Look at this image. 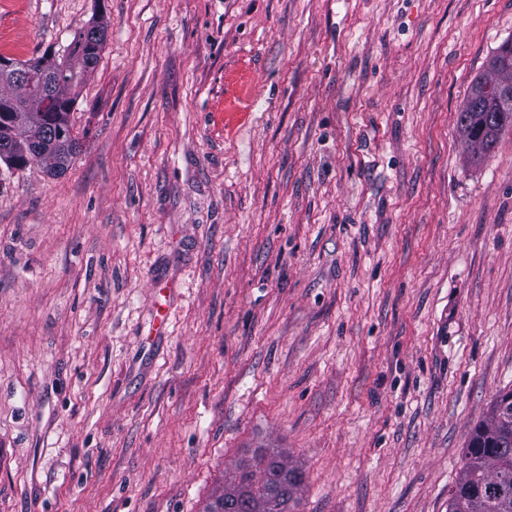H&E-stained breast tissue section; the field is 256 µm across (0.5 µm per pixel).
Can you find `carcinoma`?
Returning a JSON list of instances; mask_svg holds the SVG:
<instances>
[{
  "label": "carcinoma",
  "instance_id": "cac0c4a2",
  "mask_svg": "<svg viewBox=\"0 0 512 512\" xmlns=\"http://www.w3.org/2000/svg\"><path fill=\"white\" fill-rule=\"evenodd\" d=\"M106 36L104 14L98 13L74 33L62 54L47 52L16 63L0 60L29 74L22 81L0 80V142L13 145L0 151V162L8 169L36 166L57 176L66 166L63 151L73 158L83 151L70 115ZM44 67L55 76L50 99L41 94L37 79ZM488 68L493 77L476 80L458 115L459 132L475 159L488 156L501 133L512 129V41L499 47ZM507 398L512 399L511 388L497 395L489 422L474 428L463 471L448 492V512H512V414L500 411ZM303 481V472L263 451L237 463L233 480L204 512H293L291 502Z\"/></svg>",
  "mask_w": 512,
  "mask_h": 512
}]
</instances>
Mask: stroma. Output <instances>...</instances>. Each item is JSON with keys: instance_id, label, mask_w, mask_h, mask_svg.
Segmentation results:
<instances>
[{"instance_id": "35a3bbf8", "label": "stroma", "mask_w": 512, "mask_h": 512, "mask_svg": "<svg viewBox=\"0 0 512 512\" xmlns=\"http://www.w3.org/2000/svg\"><path fill=\"white\" fill-rule=\"evenodd\" d=\"M104 48L68 168L0 170V512H448L512 387V130L458 112L512 0H0V57ZM303 481V472L288 469L274 452L263 451L238 461L233 480L204 512H293L290 504Z\"/></svg>"}]
</instances>
